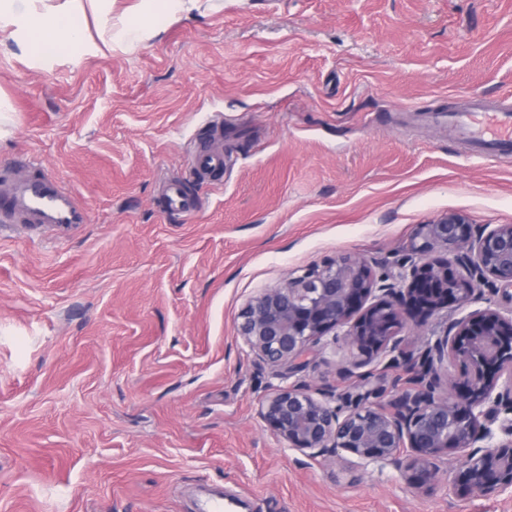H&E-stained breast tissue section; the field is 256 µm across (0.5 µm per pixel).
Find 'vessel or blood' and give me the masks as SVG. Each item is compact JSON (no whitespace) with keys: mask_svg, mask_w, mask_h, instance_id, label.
I'll return each mask as SVG.
<instances>
[{"mask_svg":"<svg viewBox=\"0 0 512 512\" xmlns=\"http://www.w3.org/2000/svg\"><path fill=\"white\" fill-rule=\"evenodd\" d=\"M447 118L449 127L465 130L471 154L485 158L512 155V99L506 97L494 103L477 97L467 111L448 113ZM193 165L196 175L201 178L222 173V144L214 143L196 153ZM166 197L168 208L185 217H193L198 209L196 202L187 197L178 183L167 185ZM83 221L84 213L75 205L70 192L50 177H29L23 194L9 191L0 194L1 224L22 223L62 230Z\"/></svg>","mask_w":512,"mask_h":512,"instance_id":"obj_1","label":"vessel or blood"}]
</instances>
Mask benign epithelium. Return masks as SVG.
Wrapping results in <instances>:
<instances>
[{
	"label": "benign epithelium",
	"mask_w": 512,
	"mask_h": 512,
	"mask_svg": "<svg viewBox=\"0 0 512 512\" xmlns=\"http://www.w3.org/2000/svg\"><path fill=\"white\" fill-rule=\"evenodd\" d=\"M487 293L495 300L471 309ZM450 305L457 316L435 342L418 349L400 337ZM237 331L270 367L302 366L326 336L353 352L338 375L358 378L364 392L356 398L295 384L261 403V421L289 448L393 466L422 493L441 482L440 462L456 455L455 493L512 491V224L477 225L451 212L418 226L396 272L378 273L352 254L296 270L247 301ZM375 360L406 375L384 402L369 387L373 372L355 373Z\"/></svg>",
	"instance_id": "1"
}]
</instances>
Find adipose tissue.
I'll return each mask as SVG.
<instances>
[{
    "label": "adipose tissue",
    "instance_id": "1",
    "mask_svg": "<svg viewBox=\"0 0 512 512\" xmlns=\"http://www.w3.org/2000/svg\"><path fill=\"white\" fill-rule=\"evenodd\" d=\"M115 0H0V34L16 44L31 63L62 53L97 54L101 48L140 45L162 18L200 9L201 0H139L130 11L114 15ZM92 11L101 20L99 39H90L78 16Z\"/></svg>",
    "mask_w": 512,
    "mask_h": 512
}]
</instances>
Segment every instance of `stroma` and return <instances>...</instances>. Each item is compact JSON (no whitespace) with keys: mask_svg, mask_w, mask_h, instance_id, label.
<instances>
[{"mask_svg":"<svg viewBox=\"0 0 512 512\" xmlns=\"http://www.w3.org/2000/svg\"><path fill=\"white\" fill-rule=\"evenodd\" d=\"M512 93V0H222L130 52L30 66L0 167L39 161L84 206L65 230L0 224V512H512V493L410 488L393 467L288 449L274 389L346 391L325 337L273 369L241 308L342 254L396 270L448 212L512 224V158H470L434 117ZM224 129V173L192 154ZM176 181L199 203L166 209Z\"/></svg>","mask_w":512,"mask_h":512,"instance_id":"35a3bbf8","label":"stroma"}]
</instances>
